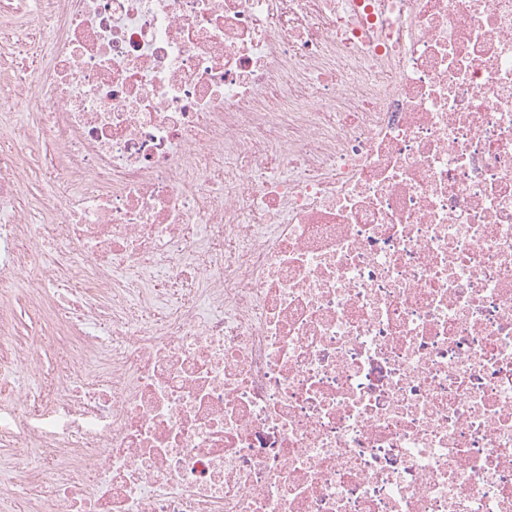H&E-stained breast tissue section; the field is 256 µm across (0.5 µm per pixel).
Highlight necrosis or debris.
<instances>
[{"mask_svg": "<svg viewBox=\"0 0 512 512\" xmlns=\"http://www.w3.org/2000/svg\"><path fill=\"white\" fill-rule=\"evenodd\" d=\"M48 195H26L32 178ZM11 499L512 512V0H0ZM24 288H4L12 304L18 310L20 337L42 336L43 342L39 347L41 352V372L47 378H53L65 367L68 359L66 348L58 344L53 336L48 334L46 327L35 319L26 307L24 297L19 293Z\"/></svg>", "mask_w": 512, "mask_h": 512, "instance_id": "1", "label": "necrosis or debris"}]
</instances>
